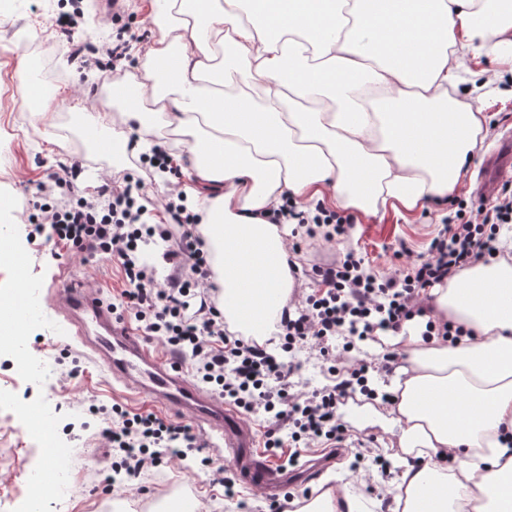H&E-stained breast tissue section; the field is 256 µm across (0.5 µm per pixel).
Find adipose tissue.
I'll list each match as a JSON object with an SVG mask.
<instances>
[{
    "label": "adipose tissue",
    "instance_id": "adipose-tissue-1",
    "mask_svg": "<svg viewBox=\"0 0 512 512\" xmlns=\"http://www.w3.org/2000/svg\"><path fill=\"white\" fill-rule=\"evenodd\" d=\"M268 2L275 37L244 0H159L143 76L91 106L97 132L165 140L188 167L224 319L260 344L303 285L266 212L287 195L373 216L447 202L490 134L457 97L460 72L512 65V0H390L379 26L365 0ZM226 54L237 69L222 70ZM497 247L422 298L463 336L427 335L417 317L397 337L393 512H512V235Z\"/></svg>",
    "mask_w": 512,
    "mask_h": 512
}]
</instances>
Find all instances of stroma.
I'll list each match as a JSON object with an SVG mask.
<instances>
[{"label": "stroma", "mask_w": 512, "mask_h": 512, "mask_svg": "<svg viewBox=\"0 0 512 512\" xmlns=\"http://www.w3.org/2000/svg\"><path fill=\"white\" fill-rule=\"evenodd\" d=\"M151 2L130 0V16L112 25L103 21L109 12L104 0H84L79 25L65 36L60 33L56 19L69 11L67 0H0V189L18 200L13 219L31 258L33 274L44 277L41 296H48L62 278L79 280L87 288L107 296L119 291L123 280L116 264L101 260L85 263L68 251H56L53 242L45 237L28 238V190L45 180L48 173L75 165L83 168L79 184L84 188L95 187L100 177L118 175L123 168L135 176L141 170L129 164L121 148L104 153L96 142L86 138L85 130L92 124L90 113L66 111L59 100L46 99L42 106L53 115L54 121L49 126L34 123L24 100L13 91V80L23 73L30 81H39L40 70L31 61L36 47L40 46L53 53L64 73V86L79 97L93 96L100 85L83 80V71L72 57L73 49L79 47L91 52L117 34L129 39V55L142 53L147 37L153 33ZM479 106L489 118L490 134L483 154L471 164L455 193L459 199L470 198L471 184L495 153L502 130L512 129V100L487 97L480 100ZM52 136L64 138L63 157L47 154L46 140ZM441 227L442 220L431 206L415 213L390 208L375 217L360 214L339 244L302 247L297 260L307 270L313 264L334 259L337 249H352L374 271L389 274L403 268L408 259L426 255ZM28 349L36 358L50 363L52 381L39 387L22 380L15 360L4 355L0 357V388L26 402L44 395L53 412L61 415L59 434L72 448L70 472L74 478L66 512H107L102 483L111 462L103 455L100 421L90 412V404H117L133 413L151 410L179 425L187 424L188 419L153 406L148 397H129L70 337L38 329L30 335ZM377 408V403L360 392L339 405L337 413L348 428L347 448L343 457L329 466V473L342 477L358 467L373 474L379 470L377 456L390 460L399 454L398 437L383 429L376 416ZM39 455L16 415L0 410V491L26 495L28 470L37 463ZM216 457L212 448L201 449L189 466L172 462L130 482L118 494L129 503L128 512H140L144 501L168 486L198 499L201 512H278L276 502L265 499L249 484L237 479L232 463H224L223 468L225 476L233 479V486L214 481L211 468L204 466L203 461Z\"/></svg>", "instance_id": "obj_1"}]
</instances>
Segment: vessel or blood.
I'll list each match as a JSON object with an SVG mask.
<instances>
[{
	"label": "vessel or blood",
	"instance_id": "obj_1",
	"mask_svg": "<svg viewBox=\"0 0 512 512\" xmlns=\"http://www.w3.org/2000/svg\"><path fill=\"white\" fill-rule=\"evenodd\" d=\"M510 177L512 137L507 136L484 175L482 194L494 193ZM52 304L70 335L113 381L188 415L205 432L219 438L239 474L253 485L265 491L279 486L280 471L257 451V437L241 414L191 381L178 355H160L113 310L111 301L88 291L82 282L67 280L57 284Z\"/></svg>",
	"mask_w": 512,
	"mask_h": 512
}]
</instances>
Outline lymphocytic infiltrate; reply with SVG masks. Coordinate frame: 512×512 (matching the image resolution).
<instances>
[{"label":"lymphocytic infiltrate","mask_w":512,"mask_h":512,"mask_svg":"<svg viewBox=\"0 0 512 512\" xmlns=\"http://www.w3.org/2000/svg\"><path fill=\"white\" fill-rule=\"evenodd\" d=\"M77 171L49 173L37 186V202L28 221L34 233L50 228L55 245L81 256H99L117 263L123 287L115 309L133 315L145 333L164 338L179 352L189 354L194 377L232 400L246 414L262 417L270 433L267 447L285 441L343 439L346 427L336 414L354 390H367L368 365L348 368L310 392L294 390L293 362L277 359L251 338L231 332L214 301L216 288L197 231L196 215L168 195L149 193L144 182L130 176L109 178L93 191L76 190ZM314 219L286 201L272 223L297 220L310 240L339 241L353 215H340L316 205ZM512 224V191L505 190L488 209L475 217L448 224L432 239L427 256L391 275L369 272L364 260L348 251L332 263L312 268L320 288L308 294L298 313L283 311L277 337L285 352L304 351L325 358L336 338L343 353L359 343L375 340L378 332H399L419 315L417 299L426 288L442 283L460 269L493 256L501 225ZM165 242L164 262L171 267L165 279L143 265L139 245ZM101 431L112 472L133 481L146 472L186 459L200 447L188 427L165 421L150 412L135 415L112 406ZM289 439L277 435L281 427Z\"/></svg>","instance_id":"obj_1"}]
</instances>
